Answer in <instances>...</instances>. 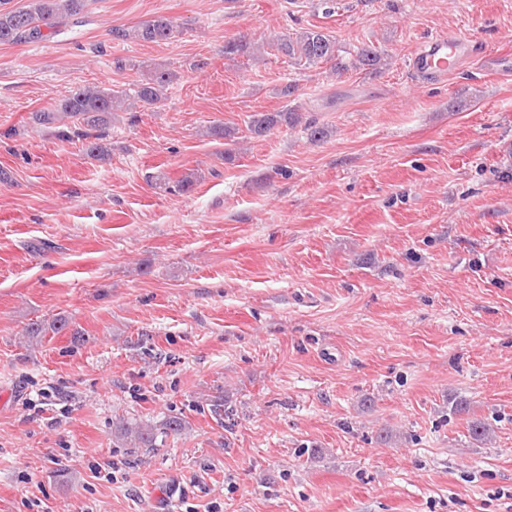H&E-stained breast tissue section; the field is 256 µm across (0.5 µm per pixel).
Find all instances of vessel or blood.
<instances>
[{
  "label": "vessel or blood",
  "mask_w": 512,
  "mask_h": 512,
  "mask_svg": "<svg viewBox=\"0 0 512 512\" xmlns=\"http://www.w3.org/2000/svg\"><path fill=\"white\" fill-rule=\"evenodd\" d=\"M475 54L472 42L455 35H439L424 41L412 54L409 70L419 80H443Z\"/></svg>",
  "instance_id": "obj_1"
}]
</instances>
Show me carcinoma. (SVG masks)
Wrapping results in <instances>:
<instances>
[{
	"label": "carcinoma",
	"instance_id": "carcinoma-1",
	"mask_svg": "<svg viewBox=\"0 0 512 512\" xmlns=\"http://www.w3.org/2000/svg\"><path fill=\"white\" fill-rule=\"evenodd\" d=\"M10 0H0V44H20L39 41L46 37L43 29H54L64 19L79 14L86 0H29L23 7L7 10ZM175 27L167 17H155L134 28H115L113 39L118 41L162 42L173 37ZM276 50L292 60L294 64L308 68L324 62L335 63L336 69L344 70L346 63L336 54V38L321 30L306 28L290 33L274 43ZM380 60L376 48L361 47L352 67H373ZM171 82L169 73L154 70L143 78L136 88L87 87L72 91L55 102L51 109L38 110L32 120L36 125L49 126L67 119L79 124L83 130L74 134L83 139L84 151L96 158L108 156V149L99 142V137L90 130L112 123L114 113L127 112L141 105L154 106L166 97ZM300 123L297 110L285 108L277 112H256L250 116L247 130L252 136H261L278 126L294 128ZM68 327L60 317L47 323L34 320L27 324L24 335L29 340L47 335L60 334ZM188 429V422L180 417H169L156 425L117 422L115 438L127 448H157L170 435H180Z\"/></svg>",
	"mask_w": 512,
	"mask_h": 512
}]
</instances>
